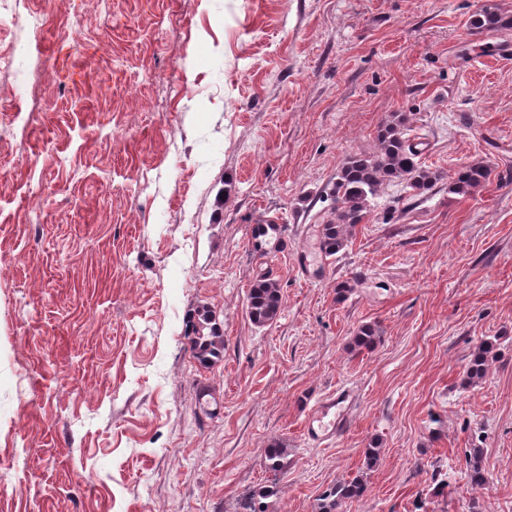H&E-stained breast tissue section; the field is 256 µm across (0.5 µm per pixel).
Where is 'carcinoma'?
<instances>
[{"instance_id": "carcinoma-1", "label": "carcinoma", "mask_w": 512, "mask_h": 512, "mask_svg": "<svg viewBox=\"0 0 512 512\" xmlns=\"http://www.w3.org/2000/svg\"><path fill=\"white\" fill-rule=\"evenodd\" d=\"M470 25L482 31L512 29V15L495 4H485L472 15ZM405 117L397 115L378 130L374 150L350 155L336 172L331 196L332 206L318 225L319 245L327 256H334L352 242L360 224L371 214V201L382 186L397 182L414 195L432 190L440 175L420 162V152L409 143L403 129ZM492 170L483 161L462 166L448 182V192L460 196L472 194L487 184ZM283 304L277 281L264 275L256 277L247 293L250 320L258 327L273 323ZM382 330L376 323L360 325L352 336L351 350H370L381 341ZM193 358L203 368H209L224 357V334L211 311H198L197 320L188 335ZM499 359L498 340L481 339L470 353L464 375L470 386L480 384L488 375L493 362ZM466 485L470 490L490 486L488 469L483 461L482 448L477 445L464 450ZM288 467V449L271 444L265 452V468L278 474ZM367 485L359 478L339 482L326 488L319 497L317 512H341L345 503L364 496ZM281 494L277 483L264 485L246 499L244 512H270L267 500Z\"/></svg>"}]
</instances>
